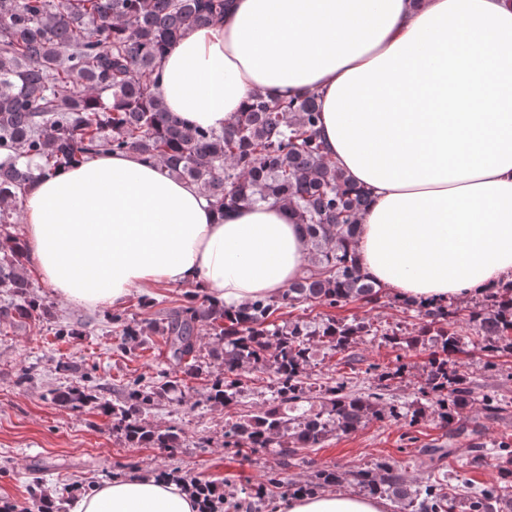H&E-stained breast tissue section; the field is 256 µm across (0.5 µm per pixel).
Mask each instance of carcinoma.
I'll return each mask as SVG.
<instances>
[{
    "mask_svg": "<svg viewBox=\"0 0 512 512\" xmlns=\"http://www.w3.org/2000/svg\"><path fill=\"white\" fill-rule=\"evenodd\" d=\"M232 0H0V227L13 223L28 186L68 171L102 152L133 151L168 173L195 184L219 215L226 208L282 203L296 215L309 245V264L277 297L257 298L234 311L207 299L160 320L130 321L124 340L155 334L164 340L178 371L195 376L197 335L207 327L221 347L211 354L223 371L211 375L206 400L224 406L242 392L241 371L267 374L275 397L255 414L224 431V446L253 450L277 445L288 456L317 448L331 436L358 431L386 417L415 421L382 403V393H351L342 382L319 390V408L297 413L310 402L307 366L317 340L342 353L356 337L378 333L371 323L324 318L279 324L274 315L297 304L340 308L376 304L383 288L363 271L355 243L359 215L369 206L367 190L354 184L326 154L319 136L317 94L289 99L260 93L221 131L190 128L166 110L156 92L161 62L186 31L224 18ZM24 246L12 241L0 256V288L22 298L10 309L19 321L51 316L23 273ZM468 322L485 351L512 356V281L471 299ZM417 312L422 336L438 347L425 366L424 396L436 407L440 428L452 440L466 433L462 413L474 392L457 366L465 342L456 329L457 309L444 303L403 301ZM176 388L167 380L151 391L135 381L125 399H97L113 429L137 446L180 447L172 428L145 424L155 398ZM501 484L462 489V512H512V443L498 446ZM351 475L370 496H385L410 512H451L444 487L427 476L407 483L398 465L380 462L350 473L321 469L306 483L268 482L284 493L315 494Z\"/></svg>",
    "mask_w": 512,
    "mask_h": 512,
    "instance_id": "carcinoma-1",
    "label": "carcinoma"
}]
</instances>
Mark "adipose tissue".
Wrapping results in <instances>:
<instances>
[{"mask_svg": "<svg viewBox=\"0 0 512 512\" xmlns=\"http://www.w3.org/2000/svg\"><path fill=\"white\" fill-rule=\"evenodd\" d=\"M158 95L189 126L222 130L254 92L314 91L330 158L372 203L364 271L404 298L450 301L512 276V0H235L161 63ZM24 243L44 283L80 306L187 284L236 309L276 296L308 262L287 207L217 214L193 184L133 152L35 181ZM70 512H198L153 477L112 479ZM273 512H387L347 493Z\"/></svg>", "mask_w": 512, "mask_h": 512, "instance_id": "obj_1", "label": "adipose tissue"}]
</instances>
